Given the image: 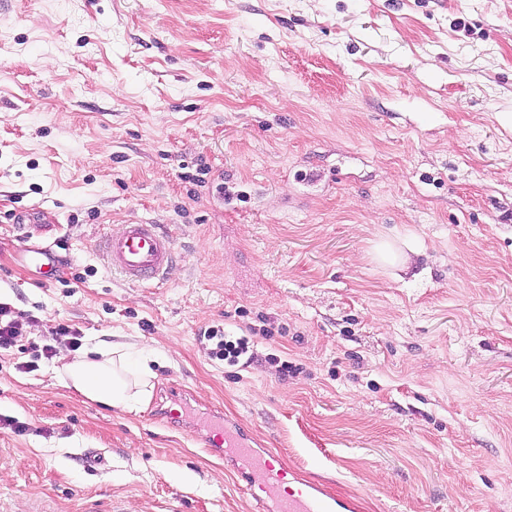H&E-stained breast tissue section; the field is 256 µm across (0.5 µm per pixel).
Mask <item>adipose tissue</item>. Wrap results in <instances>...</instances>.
<instances>
[{
  "instance_id": "ef3b65f1",
  "label": "adipose tissue",
  "mask_w": 512,
  "mask_h": 512,
  "mask_svg": "<svg viewBox=\"0 0 512 512\" xmlns=\"http://www.w3.org/2000/svg\"><path fill=\"white\" fill-rule=\"evenodd\" d=\"M122 347L93 345L90 352L62 354L55 367L59 380L88 400L126 411L145 405L154 387L157 356L142 352L134 369L126 367Z\"/></svg>"
}]
</instances>
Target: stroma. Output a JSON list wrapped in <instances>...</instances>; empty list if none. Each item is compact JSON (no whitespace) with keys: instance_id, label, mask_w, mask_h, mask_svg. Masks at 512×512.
Listing matches in <instances>:
<instances>
[{"instance_id":"35a3bbf8","label":"stroma","mask_w":512,"mask_h":512,"mask_svg":"<svg viewBox=\"0 0 512 512\" xmlns=\"http://www.w3.org/2000/svg\"><path fill=\"white\" fill-rule=\"evenodd\" d=\"M134 222L162 281L102 256ZM0 302V512H251L175 394L361 512H512V0H13ZM61 323L154 348L148 403L64 387ZM112 271L132 283L161 281L174 261L171 238L156 224H124L103 242ZM22 261L28 266L35 267L40 271L43 270L46 279L53 275V269L55 268L54 256L46 248L29 247L24 249ZM7 304L0 305V350H7L17 345L23 335V324L14 316ZM248 349V341L245 338H238L235 341L225 340L222 338L216 343L215 351L213 355L219 359L228 361L229 363H235L238 357L246 353Z\"/></svg>"}]
</instances>
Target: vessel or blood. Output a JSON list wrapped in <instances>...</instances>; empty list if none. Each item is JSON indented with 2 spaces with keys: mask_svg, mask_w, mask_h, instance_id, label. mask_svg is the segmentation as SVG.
I'll use <instances>...</instances> for the list:
<instances>
[{
  "mask_svg": "<svg viewBox=\"0 0 512 512\" xmlns=\"http://www.w3.org/2000/svg\"><path fill=\"white\" fill-rule=\"evenodd\" d=\"M113 272L133 283L163 280L174 261L171 238L154 224H125L103 242ZM23 262L52 276V252L29 247ZM202 442L224 459L238 484L253 494L255 512H353L355 504L327 493L321 484L303 479L285 457L259 448L251 430L241 422L210 413Z\"/></svg>",
  "mask_w": 512,
  "mask_h": 512,
  "instance_id": "obj_1",
  "label": "vessel or blood"
}]
</instances>
